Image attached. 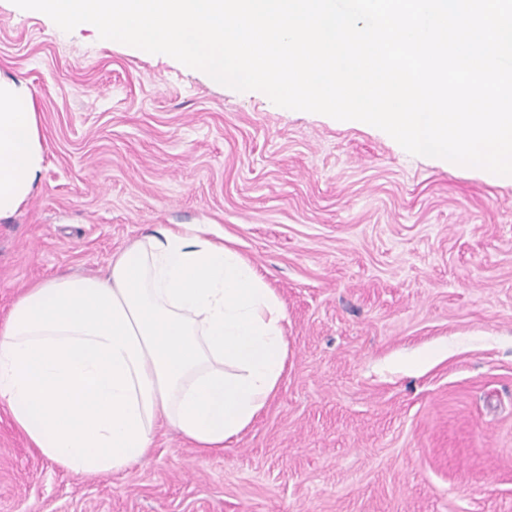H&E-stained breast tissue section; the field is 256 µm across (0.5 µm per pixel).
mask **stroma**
Masks as SVG:
<instances>
[{
  "label": "stroma",
  "mask_w": 512,
  "mask_h": 512,
  "mask_svg": "<svg viewBox=\"0 0 512 512\" xmlns=\"http://www.w3.org/2000/svg\"><path fill=\"white\" fill-rule=\"evenodd\" d=\"M0 74L46 144L0 221V319L169 224L234 236L288 313L279 388L221 454L164 427L75 476L0 409V512H512L511 183L12 0Z\"/></svg>",
  "instance_id": "stroma-1"
}]
</instances>
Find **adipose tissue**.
<instances>
[{"label": "adipose tissue", "instance_id": "1", "mask_svg": "<svg viewBox=\"0 0 512 512\" xmlns=\"http://www.w3.org/2000/svg\"><path fill=\"white\" fill-rule=\"evenodd\" d=\"M44 161L31 89L0 75V220L30 198ZM287 320L234 239L177 224L113 256L102 275L26 288L0 321V406L75 475L133 466L162 425L218 453L277 391Z\"/></svg>", "mask_w": 512, "mask_h": 512}]
</instances>
